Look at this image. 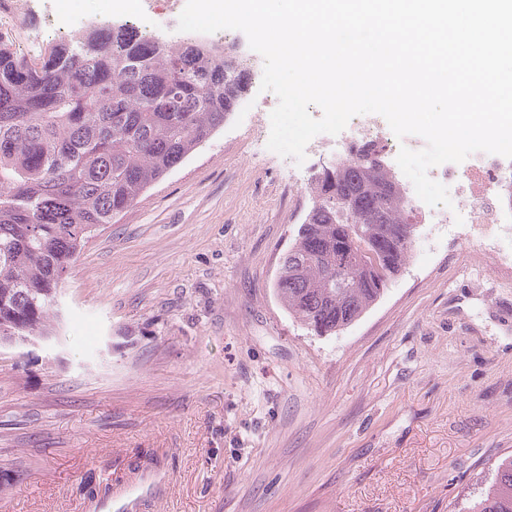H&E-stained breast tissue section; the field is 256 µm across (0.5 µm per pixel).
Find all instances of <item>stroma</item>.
<instances>
[{"label": "stroma", "mask_w": 512, "mask_h": 512, "mask_svg": "<svg viewBox=\"0 0 512 512\" xmlns=\"http://www.w3.org/2000/svg\"><path fill=\"white\" fill-rule=\"evenodd\" d=\"M140 0L67 18L140 19ZM269 127L231 112L89 240L50 340L0 345V512H465L512 455V273L459 232L419 247L357 320L281 306L309 205ZM154 478L147 479L132 487L126 494L106 500L99 506L100 512H132L137 502L154 489Z\"/></svg>", "instance_id": "1"}]
</instances>
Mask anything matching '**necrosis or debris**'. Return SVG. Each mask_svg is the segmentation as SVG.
I'll return each instance as SVG.
<instances>
[{
    "mask_svg": "<svg viewBox=\"0 0 512 512\" xmlns=\"http://www.w3.org/2000/svg\"><path fill=\"white\" fill-rule=\"evenodd\" d=\"M364 145L379 147L388 157H396L400 146L418 151L425 141L416 138L398 140L384 117L363 114L353 117L337 138L314 137L305 150L306 164H313L316 153L329 151L337 162L351 161ZM389 171L402 192V205L416 213L428 214L435 224H469L474 233L472 246L486 257H494L491 241L505 230V213H512V159L497 154L477 153L467 164L444 163L432 167V179L448 187L452 208L430 207L415 193L412 182L399 166Z\"/></svg>",
    "mask_w": 512,
    "mask_h": 512,
    "instance_id": "1",
    "label": "necrosis or debris"
}]
</instances>
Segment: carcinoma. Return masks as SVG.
Masks as SVG:
<instances>
[{
  "label": "carcinoma",
  "mask_w": 512,
  "mask_h": 512,
  "mask_svg": "<svg viewBox=\"0 0 512 512\" xmlns=\"http://www.w3.org/2000/svg\"><path fill=\"white\" fill-rule=\"evenodd\" d=\"M250 86L234 52L146 41L124 22L33 60L0 40V336L51 335L55 293L88 241L207 141ZM398 195L376 149L322 177L275 283L289 314L323 334L376 301L411 243ZM355 239L386 258L380 269ZM468 512H512V455Z\"/></svg>",
  "instance_id": "1"
}]
</instances>
